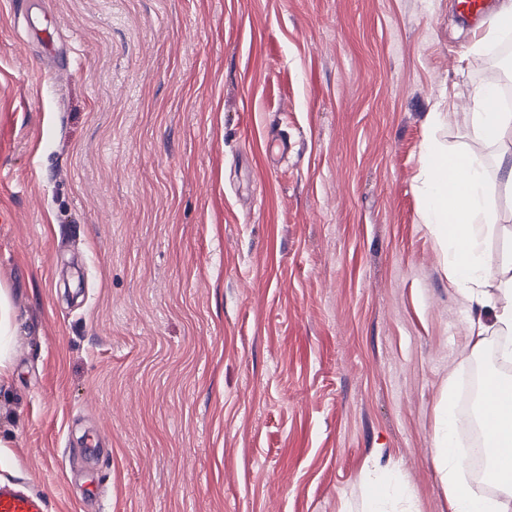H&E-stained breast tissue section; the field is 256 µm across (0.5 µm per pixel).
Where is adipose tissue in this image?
Returning a JSON list of instances; mask_svg holds the SVG:
<instances>
[{"instance_id":"adipose-tissue-1","label":"adipose tissue","mask_w":512,"mask_h":512,"mask_svg":"<svg viewBox=\"0 0 512 512\" xmlns=\"http://www.w3.org/2000/svg\"><path fill=\"white\" fill-rule=\"evenodd\" d=\"M470 137L491 145L512 137V113L504 111L497 91L486 85L472 97L467 118ZM427 203L422 215L440 245L448 251V274L463 301L488 306L493 324L481 319L470 322L475 346H482L488 331L512 334V254L495 272H487L482 257L483 241L478 225L494 221L489 184L481 163L465 151L452 152L438 144H427L421 166ZM499 406L492 430L484 438L487 456L495 462L498 497H475L460 472L461 463L449 452L452 402H445L436 437V458L442 481L452 503V512H512V378L498 389Z\"/></svg>"}]
</instances>
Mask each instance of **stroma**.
<instances>
[{
    "label": "stroma",
    "instance_id": "35a3bbf8",
    "mask_svg": "<svg viewBox=\"0 0 512 512\" xmlns=\"http://www.w3.org/2000/svg\"><path fill=\"white\" fill-rule=\"evenodd\" d=\"M483 29L455 0H0V482L49 512H367L381 466L450 512L439 405L476 353L420 169L433 136L488 169L495 268ZM466 122L470 137L479 143L499 144L512 136V113L501 108L497 91L490 85L472 96V112ZM13 331L14 310L7 293L0 286V385L6 384L12 373L8 341Z\"/></svg>",
    "mask_w": 512,
    "mask_h": 512
}]
</instances>
